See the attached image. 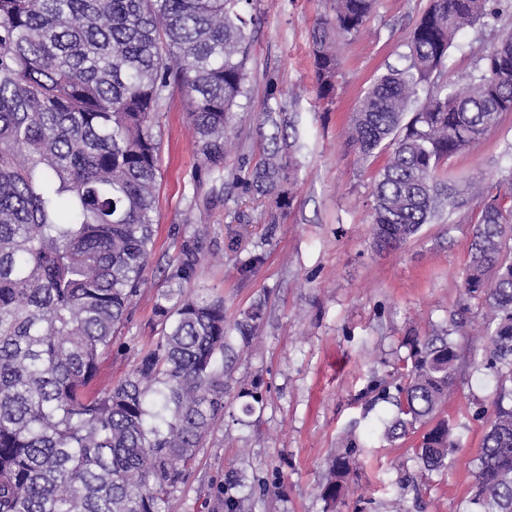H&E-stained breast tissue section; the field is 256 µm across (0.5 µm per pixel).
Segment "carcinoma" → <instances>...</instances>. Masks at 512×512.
Segmentation results:
<instances>
[{"label":"carcinoma","mask_w":512,"mask_h":512,"mask_svg":"<svg viewBox=\"0 0 512 512\" xmlns=\"http://www.w3.org/2000/svg\"><path fill=\"white\" fill-rule=\"evenodd\" d=\"M252 0H0V512H161L224 416V354L249 345L257 302L232 323L224 300L182 284L203 255L184 240L156 313L158 340L134 350L124 380L92 389L137 297L154 243L161 138L156 117L170 92L185 98L196 174L194 206L233 184L267 199L261 244L291 207L300 150L288 104L270 95L256 115L265 140L241 179L227 166L239 138L250 62L244 7ZM376 0H331L311 33L317 97L336 96V34L359 33ZM512 7L507 0H431L411 31L407 64L377 76L350 117L367 160L385 152L372 190L379 249L413 238L480 188L448 184V158L475 146L512 112V31H505L458 89L443 78L456 34ZM270 127L272 132L264 134ZM481 300L487 366L500 395L476 458L471 503L512 512V169L480 203L460 277ZM460 313L442 333L413 337L395 364L396 408L383 436L423 427L422 472L449 467L458 443L437 418L454 383ZM358 446L347 438L321 494L340 499L355 481Z\"/></svg>","instance_id":"obj_1"}]
</instances>
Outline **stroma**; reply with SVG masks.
Returning <instances> with one entry per match:
<instances>
[{
	"label": "stroma",
	"instance_id": "obj_1",
	"mask_svg": "<svg viewBox=\"0 0 512 512\" xmlns=\"http://www.w3.org/2000/svg\"><path fill=\"white\" fill-rule=\"evenodd\" d=\"M429 0H377L360 35L338 36L340 76L334 102L316 97L310 32L330 0H253L248 99L238 108L242 148L235 166L250 169L263 140L255 114L270 90L287 99L295 116L300 170L296 197L285 210L262 263L250 274L243 260L261 245L268 210L230 191L210 206L202 239L204 261L185 292L208 290L234 321L256 302L264 319L250 346L234 344L224 372V417L204 440L196 464L174 491L168 512H224L217 490L227 471L242 485L241 512H474L470 502L476 458L487 427L477 403L491 404L499 388L481 364L484 337L459 339V369L442 418L454 425L458 446L448 470L421 475L414 439L375 434L392 406L375 401L374 385L389 379L406 338L428 336L465 310L481 314L479 300L462 303L454 286L467 262L477 200L424 225L400 248L377 250L371 235L374 177L385 163L360 161L348 140L349 116L374 78L404 63L405 43ZM512 29V11L498 22L458 32L444 78L465 88L470 73L497 39ZM162 154L155 237L150 264L130 318L99 366V383L116 382L133 368L128 344L157 339L154 308L170 284L167 270L195 225L185 218L193 196L195 156L183 98L173 93L157 116ZM512 169V112L473 150L449 158L450 184L494 182ZM259 391L254 402L251 391ZM354 435L359 488L335 505L321 495L326 465Z\"/></svg>",
	"mask_w": 512,
	"mask_h": 512
}]
</instances>
